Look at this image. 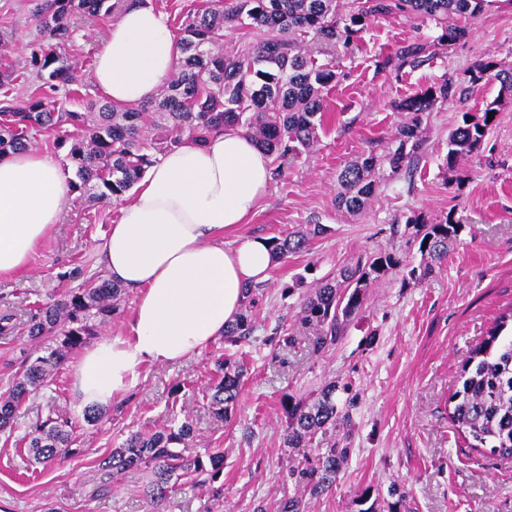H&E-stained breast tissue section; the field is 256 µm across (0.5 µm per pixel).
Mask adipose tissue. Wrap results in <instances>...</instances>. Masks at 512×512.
<instances>
[{"label":"adipose tissue","mask_w":512,"mask_h":512,"mask_svg":"<svg viewBox=\"0 0 512 512\" xmlns=\"http://www.w3.org/2000/svg\"><path fill=\"white\" fill-rule=\"evenodd\" d=\"M181 50L164 15L120 13L94 62V84L115 104L156 95ZM267 153L228 129L188 142L147 171L102 246L112 280L136 296L120 334L101 336L73 369L78 410L104 409L127 394L147 366L199 355L240 313L247 285L266 283L275 261L269 239L243 235L271 187ZM67 177L29 148L0 158V276L22 271L60 223ZM234 236V245L224 243Z\"/></svg>","instance_id":"adipose-tissue-1"}]
</instances>
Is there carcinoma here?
Returning <instances> with one entry per match:
<instances>
[{
  "label": "carcinoma",
  "mask_w": 512,
  "mask_h": 512,
  "mask_svg": "<svg viewBox=\"0 0 512 512\" xmlns=\"http://www.w3.org/2000/svg\"><path fill=\"white\" fill-rule=\"evenodd\" d=\"M485 0H212L211 6L187 11L181 17L179 40L182 57L176 71L159 94L137 105L93 102L84 108L63 110L49 97H9L12 73L0 71V157L34 145L36 136L60 132V146L75 169L69 193L91 204L120 199L143 178L159 156L186 140L228 128H239L275 159L285 162L310 153L319 143L323 126L324 95L336 83V63L321 61V46L342 45L349 50L361 40L368 25L390 16L430 20L441 29L437 43L404 42L384 61L399 73L435 55L436 45H452L470 34L468 21L483 10ZM33 16L41 27V40L30 44L36 77L56 92L77 82L76 63L66 53L74 39L70 19L75 14L98 18L116 16L126 8L143 7L148 0H31ZM257 29L258 42L242 39L224 50L226 29ZM470 88L496 80L512 92V69L487 62L470 70ZM467 89L451 79L426 89L401 105L409 121L398 126L396 146L382 155L369 153L345 166L338 176L336 204L348 212H362L379 186L407 171L425 149L421 125L426 113L439 102L453 100ZM497 102L487 104L483 115H463V124L448 136L445 167L477 151L493 122ZM406 223L418 227L420 252L428 261L408 271L421 280L433 272V263L448 254V241L459 235L460 225L443 216L426 221L418 214ZM308 234L297 231L271 239L275 255L285 260L306 247ZM399 264L390 253L360 257L333 279L318 281L300 306V321L319 327L314 351L319 353L345 334L361 312L368 288ZM125 288L103 274L92 275L68 293L37 307L26 321L29 342L42 354L23 361L11 389L0 396V433L14 432L20 407L38 390L49 386L53 371L97 335L119 309ZM248 306L224 331L234 343L255 331L251 307L255 289L247 291ZM512 322V308L500 314L494 326L471 349L461 367L460 387L448 399V418L455 430L476 451L512 458V337L502 335ZM219 379L207 392L210 407L220 417L241 390L243 368L224 359L215 361ZM357 394L351 384L326 383L310 403L288 396L283 403L289 425L288 448H301V458L286 466L285 480L297 493L281 499L277 512H305L306 497L318 498L336 486L350 449L332 443L313 447L315 436L338 424H352ZM72 417L49 412L28 427L22 437L28 457L47 464L76 456ZM194 429L188 415H170L159 430L131 433L120 447L100 463L93 494L108 496L118 476L148 470L152 477L141 491L148 512H164L180 487H202L224 501V449L186 456L179 446L188 444Z\"/></svg>",
  "instance_id": "cac0c4a2"
}]
</instances>
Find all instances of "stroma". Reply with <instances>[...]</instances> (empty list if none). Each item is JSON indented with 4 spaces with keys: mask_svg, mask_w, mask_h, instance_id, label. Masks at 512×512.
I'll list each match as a JSON object with an SVG mask.
<instances>
[{
    "mask_svg": "<svg viewBox=\"0 0 512 512\" xmlns=\"http://www.w3.org/2000/svg\"><path fill=\"white\" fill-rule=\"evenodd\" d=\"M111 24L108 18L73 19L68 54L84 77L82 93L93 99L99 93L89 74ZM470 27L468 38L398 73L384 68L386 57L400 43L436 40L434 22L380 19L358 47L337 50L340 79L325 96L319 145L285 164L263 207L241 229L268 238L311 233L305 250L272 268L252 309L253 336L237 345L220 337L187 361L147 368L93 424L78 418L72 365L64 363L50 389L22 406L12 438L0 434V512H145L140 490L150 472L123 476L103 498L90 491L100 461L130 433L159 429L175 406L195 428L186 454L223 449L225 497L223 506L213 508L203 491L188 488L171 512H252L260 503L274 512L292 491L283 478L289 450L282 403L291 396L312 400L332 380L351 383L359 402L352 426L327 430L320 439L347 444L351 453L335 487L309 500L308 512H357L363 489L384 493L394 484L405 495L397 512H512V459L472 451L448 418V399L470 348L512 306V95L490 82L437 104L423 121L425 150L412 174L383 183L361 213L336 205L340 170L363 154L383 153L409 120L400 103L447 78L467 83L478 62L512 68V0H492ZM40 38L29 0H0V70H13L15 97L42 93L28 62V46ZM492 101L498 112L480 148L455 168L444 167L449 131L464 114L482 115ZM417 213L431 220L447 213L461 226L447 258L421 281L407 275L423 261L415 230L406 223ZM119 216L116 203L91 205L68 196L61 224L28 270L0 278V313H14L18 326L12 335H0V394L31 351L19 333L30 309L101 272L97 248ZM317 224L325 233L313 234ZM381 251L395 254L399 266L370 288L345 335L324 352H313V331L297 319L306 291L296 278L310 284L333 278L358 257ZM285 336L293 337L292 345H281ZM221 356L244 368L239 400L224 419L213 415L203 397L217 378L214 361ZM52 407L77 417L82 451L46 467L27 465L20 457L24 431Z\"/></svg>",
    "mask_w": 512,
    "mask_h": 512,
    "instance_id": "35a3bbf8",
    "label": "stroma"
}]
</instances>
